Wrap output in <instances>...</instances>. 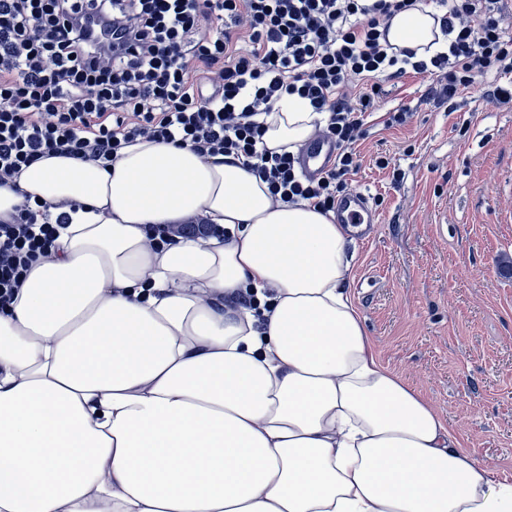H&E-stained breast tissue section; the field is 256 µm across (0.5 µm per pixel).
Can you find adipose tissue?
<instances>
[{"label":"adipose tissue","instance_id":"adipose-tissue-1","mask_svg":"<svg viewBox=\"0 0 512 512\" xmlns=\"http://www.w3.org/2000/svg\"><path fill=\"white\" fill-rule=\"evenodd\" d=\"M396 48L448 41L431 8ZM281 97L271 151L319 121ZM72 221L0 309V512H512V483L376 355L344 228L241 163L136 139L109 167L45 156L0 181ZM204 220L220 237L163 243ZM253 289L258 311L225 310ZM159 235H163L167 239L175 240V237L188 239L203 236H220L224 235V229L217 224H172L158 231Z\"/></svg>","mask_w":512,"mask_h":512}]
</instances>
